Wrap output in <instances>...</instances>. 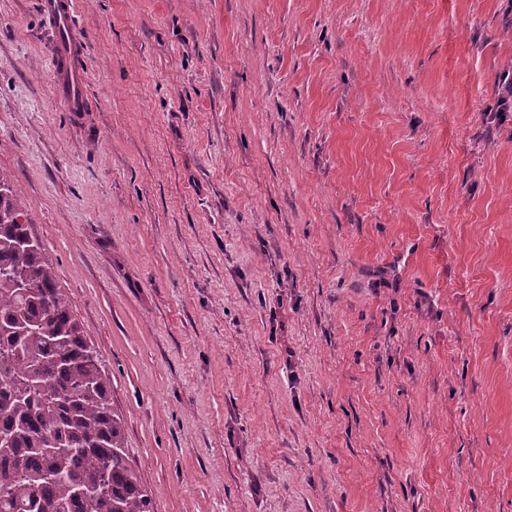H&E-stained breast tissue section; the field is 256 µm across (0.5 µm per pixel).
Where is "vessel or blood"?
<instances>
[{
  "mask_svg": "<svg viewBox=\"0 0 512 512\" xmlns=\"http://www.w3.org/2000/svg\"><path fill=\"white\" fill-rule=\"evenodd\" d=\"M38 7L53 32L48 56L53 92L67 111H82L88 68L85 42L75 24L77 0H38Z\"/></svg>",
  "mask_w": 512,
  "mask_h": 512,
  "instance_id": "b4317fda",
  "label": "vessel or blood"
}]
</instances>
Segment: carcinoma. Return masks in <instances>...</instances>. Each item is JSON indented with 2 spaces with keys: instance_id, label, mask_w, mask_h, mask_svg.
<instances>
[{
  "instance_id": "1",
  "label": "carcinoma",
  "mask_w": 512,
  "mask_h": 512,
  "mask_svg": "<svg viewBox=\"0 0 512 512\" xmlns=\"http://www.w3.org/2000/svg\"><path fill=\"white\" fill-rule=\"evenodd\" d=\"M0 169V512H152L112 379Z\"/></svg>"
}]
</instances>
